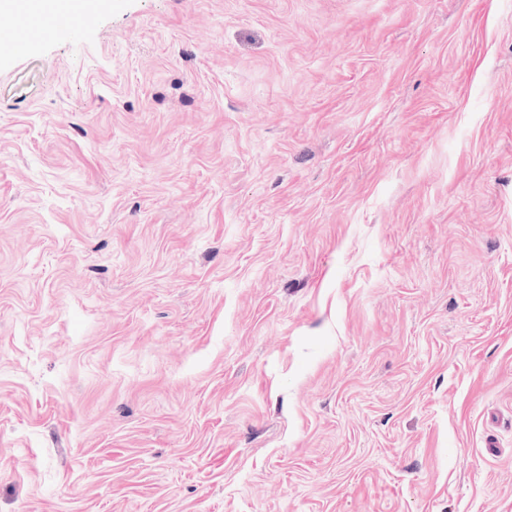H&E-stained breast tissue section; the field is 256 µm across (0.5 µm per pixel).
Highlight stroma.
Returning <instances> with one entry per match:
<instances>
[{"label": "stroma", "mask_w": 512, "mask_h": 512, "mask_svg": "<svg viewBox=\"0 0 512 512\" xmlns=\"http://www.w3.org/2000/svg\"><path fill=\"white\" fill-rule=\"evenodd\" d=\"M0 512H512V0L0 54Z\"/></svg>", "instance_id": "1"}]
</instances>
